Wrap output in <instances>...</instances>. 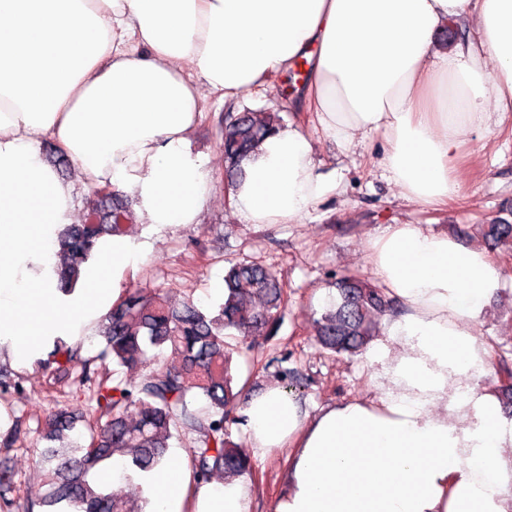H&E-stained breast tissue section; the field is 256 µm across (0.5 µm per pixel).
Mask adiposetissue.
<instances>
[{"instance_id": "adipose-tissue-1", "label": "adipose tissue", "mask_w": 512, "mask_h": 512, "mask_svg": "<svg viewBox=\"0 0 512 512\" xmlns=\"http://www.w3.org/2000/svg\"><path fill=\"white\" fill-rule=\"evenodd\" d=\"M475 20L442 50L446 21ZM308 62L299 100L342 150L382 133V167L415 205L460 194L459 149L512 112V0H0V345L26 364L80 336L114 300L140 252L99 246L74 295L57 289V236L74 186L36 145L52 141L80 181L132 195L137 223H198L212 196L190 135L208 99L267 88ZM314 141L267 137L229 203L247 224H297L341 194ZM398 303L376 342L368 393L310 414L272 382L245 391L253 457L288 451L274 512H512V418L476 325L501 283L483 247L420 224L366 241ZM151 512H250L240 479L191 486L176 468L138 478Z\"/></svg>"}]
</instances>
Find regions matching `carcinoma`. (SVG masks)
Returning a JSON list of instances; mask_svg holds the SVG:
<instances>
[{"mask_svg":"<svg viewBox=\"0 0 512 512\" xmlns=\"http://www.w3.org/2000/svg\"><path fill=\"white\" fill-rule=\"evenodd\" d=\"M281 123L277 112L227 113L224 164L231 180L243 177L244 163ZM94 201L84 223L58 232V282L67 294L80 284L99 241L126 235L133 219L115 194L110 206L97 191ZM334 285L338 300L315 322L318 341L334 352L362 349L371 335L370 317L391 309L392 302L360 279L337 277ZM287 306V287L274 274L256 263H235L225 270L224 301L215 315L189 301L174 304L159 288H136L107 313L95 357L84 359L79 343L56 339L43 364L79 365L85 378L97 361L103 368L110 363L133 370L169 351L179 363L161 365L133 385L101 379L97 408L89 417L69 407L48 417L40 433L47 445L39 449L47 482L27 500L25 512H143L148 499L128 506L127 499L109 492L103 473L116 458L123 460L127 479L163 465L175 432L196 434L188 453L193 484H207L217 473L252 474L251 457L233 441L230 429L243 392L234 386L233 354L249 336L276 335ZM277 376L284 389L297 390L296 370L280 365ZM79 422L86 439L67 447L51 445Z\"/></svg>","mask_w":512,"mask_h":512,"instance_id":"cac0c4a2","label":"carcinoma"}]
</instances>
